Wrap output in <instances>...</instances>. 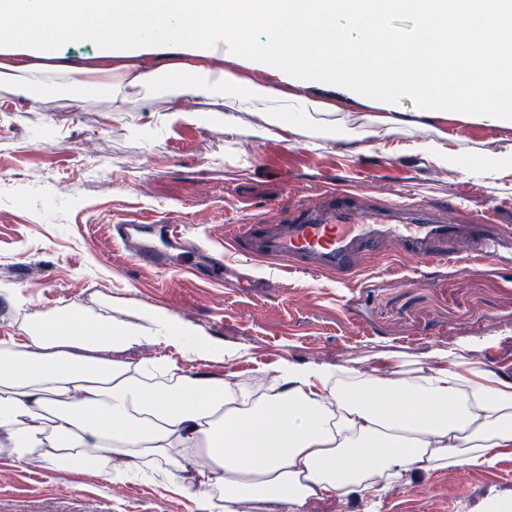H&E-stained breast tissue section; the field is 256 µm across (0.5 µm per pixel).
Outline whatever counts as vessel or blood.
I'll list each match as a JSON object with an SVG mask.
<instances>
[{"label": "vessel or blood", "mask_w": 512, "mask_h": 512, "mask_svg": "<svg viewBox=\"0 0 512 512\" xmlns=\"http://www.w3.org/2000/svg\"><path fill=\"white\" fill-rule=\"evenodd\" d=\"M266 208L268 217L237 225L231 237L234 254L253 265L350 276L385 246L425 265L512 261V226L495 223L489 214L465 217L459 199L435 205L397 199L377 204L357 188L328 186L308 199L276 197ZM113 237L136 262L159 271L186 261L158 250L146 239L143 225L132 220L114 224Z\"/></svg>", "instance_id": "b4317fda"}]
</instances>
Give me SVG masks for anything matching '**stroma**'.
<instances>
[{"instance_id": "35a3bbf8", "label": "stroma", "mask_w": 512, "mask_h": 512, "mask_svg": "<svg viewBox=\"0 0 512 512\" xmlns=\"http://www.w3.org/2000/svg\"><path fill=\"white\" fill-rule=\"evenodd\" d=\"M308 96L336 103L348 127L361 129L380 112H412L407 98L356 97L333 86ZM23 98H0V341L22 342L23 317L79 302L133 320L144 307L176 316L230 350L229 360L177 357L183 373L253 387L282 361L366 369L384 358L413 360L433 349L464 345L483 369L512 371V272L483 263L419 265L385 249L380 260L349 278L256 267L270 291L221 288L201 275L156 271L132 261L114 243L112 226L184 224L189 239L224 251L230 263L234 225L255 206L287 191L308 195L347 184L381 201L432 204L468 199L469 215L494 209L512 225V168L495 180L439 168L411 149L442 132L477 156L512 145V124L489 127L452 106L425 126L399 133L377 126L368 147L314 148L307 137L256 138L255 117L240 131L220 126L159 127L160 95L139 111H111L103 89L79 103L57 86ZM0 512H206L148 477L126 482L122 495L99 469L60 473L14 464L0 447ZM308 512H512V455L489 468H422L375 498L352 494L314 502Z\"/></svg>"}]
</instances>
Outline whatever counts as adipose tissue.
<instances>
[{"instance_id":"1","label":"adipose tissue","mask_w":512,"mask_h":512,"mask_svg":"<svg viewBox=\"0 0 512 512\" xmlns=\"http://www.w3.org/2000/svg\"><path fill=\"white\" fill-rule=\"evenodd\" d=\"M413 21L402 33L390 21ZM263 30V40L252 38ZM92 38L76 65L55 63L52 36ZM259 69L285 72L293 92L236 78L225 58L241 51ZM66 78L82 100L94 83L112 109L135 112L141 92L170 85L162 125L236 129L239 113L264 112L260 137L296 133L319 118L335 138V104L303 95L311 85L361 97L415 100L424 117L475 105L491 126L512 122V0H0V90L29 96L38 79ZM416 151L467 176L512 166V150L472 167L443 138ZM140 323L90 312L78 302L28 315L23 343L0 342V443L20 465L76 472L94 465L112 482L134 472L189 493L180 472L206 467L200 497L256 512L374 489L424 462L494 466L512 452V377L482 369L453 349L433 364L395 360L359 370L282 362L265 393L232 397L226 384L192 377L168 358L120 351L173 345L204 360L211 339L146 309Z\"/></svg>"}]
</instances>
